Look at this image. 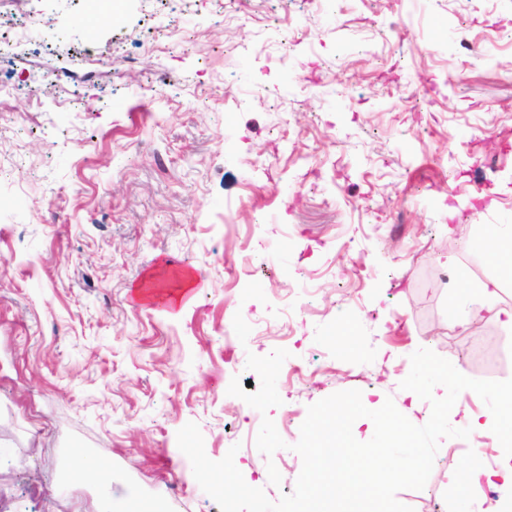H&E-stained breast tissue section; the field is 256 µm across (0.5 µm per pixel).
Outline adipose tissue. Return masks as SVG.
Instances as JSON below:
<instances>
[{
    "mask_svg": "<svg viewBox=\"0 0 512 512\" xmlns=\"http://www.w3.org/2000/svg\"><path fill=\"white\" fill-rule=\"evenodd\" d=\"M479 248L495 265L497 273L475 284L464 282L455 289L454 300L448 307L451 324L460 328L468 327L473 321L480 319L483 312L492 310L495 311L502 328L511 332L512 307L499 309L495 303L503 278L512 277V225H482ZM485 394L497 406L492 425L507 447L501 467L504 497L498 512H512V389L489 387ZM72 466L76 476L100 486L98 512H124L123 503L113 499L110 484L103 481L104 475L110 469L108 462L77 454L73 457Z\"/></svg>",
    "mask_w": 512,
    "mask_h": 512,
    "instance_id": "ef3b65f1",
    "label": "adipose tissue"
}]
</instances>
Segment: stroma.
<instances>
[{
    "label": "stroma",
    "mask_w": 512,
    "mask_h": 512,
    "mask_svg": "<svg viewBox=\"0 0 512 512\" xmlns=\"http://www.w3.org/2000/svg\"><path fill=\"white\" fill-rule=\"evenodd\" d=\"M0 0V498L7 512H96L67 476L110 461L112 495L220 512L177 490V433L234 453L270 500L292 493L310 405L344 390L431 404L400 387L427 348L467 377L512 378L493 313L489 369L456 346L448 294L483 280V224H512V0ZM490 49L468 62L469 45ZM81 98L82 107L69 104ZM199 286L172 304L182 271ZM243 325L224 330L233 316ZM282 348L280 406L228 395L248 354ZM284 449L256 446L263 418ZM442 439L423 489L437 512L472 447ZM275 464L280 485L269 481Z\"/></svg>",
    "instance_id": "stroma-1"
}]
</instances>
